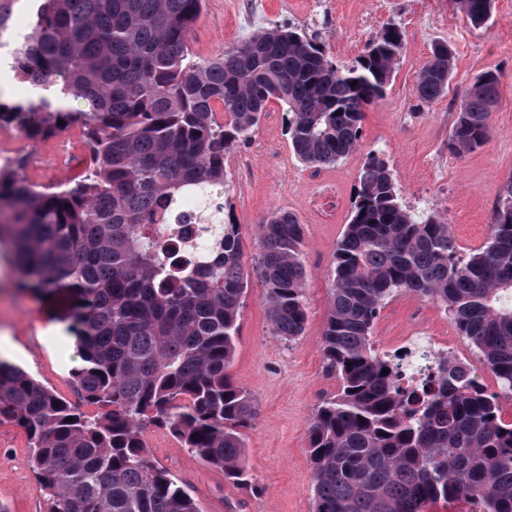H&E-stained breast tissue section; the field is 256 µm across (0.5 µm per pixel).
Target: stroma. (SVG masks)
Here are the masks:
<instances>
[{"label": "stroma", "instance_id": "stroma-1", "mask_svg": "<svg viewBox=\"0 0 512 512\" xmlns=\"http://www.w3.org/2000/svg\"><path fill=\"white\" fill-rule=\"evenodd\" d=\"M246 3L205 0L188 34L191 51L201 59L214 58L259 28L289 24L318 34L328 56L345 67L390 22L404 30L406 48L385 97L364 111L358 149L338 164L315 170L295 157L276 101L269 103L250 138L224 161V213L241 228L245 260L257 254L254 226L270 211L295 214L305 231L308 322L303 335L291 341L271 336L263 290L250 282L228 370L253 402L245 465L254 487L227 483L221 470L197 458L165 429L148 428L145 441L159 464L198 501L201 512H312L309 425L317 406L338 389L335 374L325 365L320 336L333 254L350 221L357 176L368 154L378 153L389 165L401 203L422 216L441 214L461 251L489 240L502 188L512 179V0H495L491 18L480 28L470 25L451 0H257L249 15ZM438 42L453 52L454 75L447 95L420 112L415 108L416 75ZM489 70L500 75L489 138L465 156L451 155L448 136L462 94ZM10 139L14 154L36 162L43 185H58L79 171L57 163L65 134L33 142L15 130ZM18 279L13 269L0 281V337L15 345V364L64 400L76 402L70 376L77 364L74 334L60 321L54 304L16 291ZM418 323L428 335L451 337L455 359L476 364L471 345L444 311L409 292L381 309L373 326L376 347L387 353L403 347L404 337ZM0 502L10 512L45 510L26 434L8 423L0 424Z\"/></svg>", "mask_w": 512, "mask_h": 512}]
</instances>
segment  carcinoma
<instances>
[{"label":"carcinoma","instance_id":"cac0c4a2","mask_svg":"<svg viewBox=\"0 0 512 512\" xmlns=\"http://www.w3.org/2000/svg\"><path fill=\"white\" fill-rule=\"evenodd\" d=\"M202 3L38 0L30 34L12 42L10 68L33 94L0 98V125L30 141L78 126L88 145L84 172L56 187L30 184L22 156L0 168V242L16 256L20 286L65 312L83 360L72 383L97 407L88 415L0 360V424L24 430L46 512H200L151 454L150 426L229 483L253 485L243 462L252 400L228 369L252 278L264 288L272 335L304 333V225L268 213L245 267L240 225L224 221V158L275 100L297 158L338 163L357 148L364 109L385 96L406 46L404 31L387 24L343 68L317 36L282 25L202 60L187 42ZM453 3L480 27L494 0ZM453 72L452 51L435 44L417 75V109L447 93ZM498 97L492 71L464 91L451 154L487 141ZM200 190L215 242L196 261L177 260L160 226ZM331 277L321 344L340 388L309 427L313 512H424L441 498L512 512V420L498 395L447 356L429 358L433 371L404 385L421 355L383 353L372 336L396 293L427 297L512 395V179L490 241L462 254L449 224L406 209L385 159L369 154Z\"/></svg>","mask_w":512,"mask_h":512}]
</instances>
